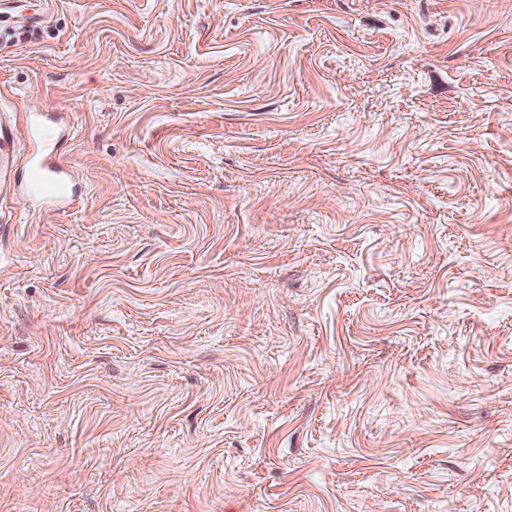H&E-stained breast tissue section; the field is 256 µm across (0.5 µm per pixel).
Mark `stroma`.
I'll return each mask as SVG.
<instances>
[{
  "label": "stroma",
  "mask_w": 512,
  "mask_h": 512,
  "mask_svg": "<svg viewBox=\"0 0 512 512\" xmlns=\"http://www.w3.org/2000/svg\"><path fill=\"white\" fill-rule=\"evenodd\" d=\"M1 111L0 512H512V0H0ZM67 168L53 155L47 153L32 164L28 172V189L49 205L71 204L73 196L69 188Z\"/></svg>",
  "instance_id": "obj_1"
}]
</instances>
